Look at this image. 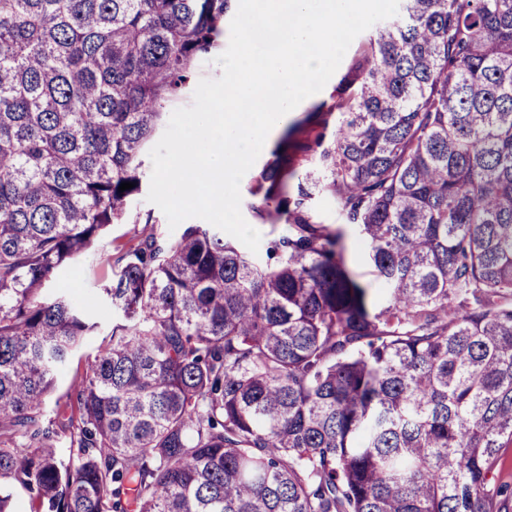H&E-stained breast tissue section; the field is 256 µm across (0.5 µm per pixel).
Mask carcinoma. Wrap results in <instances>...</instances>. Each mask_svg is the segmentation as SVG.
<instances>
[{"label": "carcinoma", "mask_w": 512, "mask_h": 512, "mask_svg": "<svg viewBox=\"0 0 512 512\" xmlns=\"http://www.w3.org/2000/svg\"><path fill=\"white\" fill-rule=\"evenodd\" d=\"M234 0H0V512H508L512 0H399L331 136L259 172L260 257L208 224L107 256L112 322L64 268L129 218L142 156ZM123 182L135 187L119 191ZM332 199L380 288L348 267ZM490 488L494 491L505 489L510 497L512 493V448H504L493 468Z\"/></svg>", "instance_id": "carcinoma-1"}]
</instances>
